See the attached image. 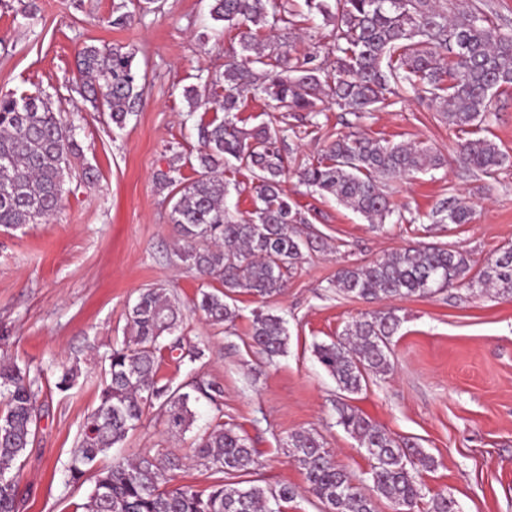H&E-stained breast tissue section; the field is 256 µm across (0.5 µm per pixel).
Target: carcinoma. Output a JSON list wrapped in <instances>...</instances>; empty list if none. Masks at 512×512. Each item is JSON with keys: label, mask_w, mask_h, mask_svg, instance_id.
Returning a JSON list of instances; mask_svg holds the SVG:
<instances>
[{"label": "carcinoma", "mask_w": 512, "mask_h": 512, "mask_svg": "<svg viewBox=\"0 0 512 512\" xmlns=\"http://www.w3.org/2000/svg\"><path fill=\"white\" fill-rule=\"evenodd\" d=\"M307 17H322L333 26L329 54L334 68L312 65L309 53L293 46L265 51L260 31L297 26L295 13L278 0H213L211 18L235 31L240 50H232L224 71L205 80L206 96L195 86L184 89L190 111L210 105L224 113L198 127L200 149L194 158L177 154L159 184L174 200L169 213L182 241L178 259L204 280L219 286L200 291L193 307L214 325L236 318L226 298L245 290L262 299L279 295L288 273L304 259V251H319L318 237H301L297 225L309 220L294 209L283 189L288 161L281 134L290 112L320 115L317 102L332 100L338 109L360 120L368 112L393 107L412 94L437 103L448 124L466 131L489 125L497 114L493 101L512 85V34L502 32L475 9L448 14L440 0H304ZM135 12L120 2L110 24L124 28ZM83 93L91 105L109 113L122 127L142 105L147 73L135 63V51L121 45L86 44L76 54ZM261 90L274 101L269 122L251 130L238 126L236 112L243 97ZM80 146L72 126L63 122L48 98L40 94H0V227L49 221L61 208L65 178ZM457 160L469 170L490 174L509 157L490 139H467L458 145ZM188 164L195 177L182 175ZM444 158L432 148L391 144L357 132L336 133L315 162L299 167L300 182L312 192L336 198L361 214L375 228L387 222L414 224L391 201L389 182L417 172L439 169ZM248 169L255 180L254 209L243 216L226 205L230 180L225 173ZM473 210L449 196L428 214L434 224H467ZM468 252L445 243L402 248L361 266L342 267L331 287L367 302L396 297H430L466 282L480 293L512 297V246L498 251L475 275ZM130 336L105 356L107 368L99 405L88 416L71 453L69 472L78 481L90 474L94 488L81 512H281L296 496L288 484L276 488L236 487L219 479L203 490L186 485L168 490L171 474L182 457L146 449L133 460L115 459L100 466L101 456L122 443L155 409L168 430L189 431L194 423L190 404L202 399L219 405L216 382L187 388L160 383L162 352H179L178 359L197 360L203 349L186 345L178 334L183 313L162 287L142 292L130 315ZM400 317L394 310L367 313L347 324L336 341L314 346V356L348 395L362 391L367 372L390 369L392 337ZM253 344L267 357L287 352L283 317L270 311L253 318ZM40 375L29 366L0 361V512H18L17 475L36 442ZM336 424L358 438L372 460L370 479L376 491L396 506L414 512L423 498L419 468L429 469L432 457L410 442L398 441L363 417L341 397ZM292 457L306 471L308 490L327 512H376L361 483L338 468L323 440L308 431L292 434ZM193 457L205 470L225 475L247 473L258 464L257 449L238 427L222 416L193 442Z\"/></svg>", "instance_id": "carcinoma-1"}]
</instances>
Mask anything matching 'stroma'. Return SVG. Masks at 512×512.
Here are the masks:
<instances>
[{"instance_id":"1","label":"stroma","mask_w":512,"mask_h":512,"mask_svg":"<svg viewBox=\"0 0 512 512\" xmlns=\"http://www.w3.org/2000/svg\"><path fill=\"white\" fill-rule=\"evenodd\" d=\"M116 2L0 0V92L50 95L75 129L80 167L94 172L90 180L71 178L49 222L0 227V357L42 372L38 440L21 471L20 512H75L91 493L92 478H69L71 450L99 403L103 354L122 343L140 293L155 286L179 298L186 308L182 334L204 350L194 361L162 360L159 378L174 386L215 381L223 396L216 406L195 404L194 425L179 439L157 412H148L109 458L167 449L184 459L172 487L205 488L211 479L196 465L191 444L219 415L245 430L260 453V466L244 481L295 487L296 497L282 512H325L307 491L304 469L289 458L288 439L298 431L318 433L338 467L368 479V455L337 426L339 390L313 346L334 341L348 322L375 308L337 293L330 281L343 266L364 265L409 244L447 243L479 264L512 245V166L492 177L460 166L454 149L464 132L448 125L436 106L413 97L357 121L328 104L319 127L307 129L292 118L293 130L284 137L290 168L284 189L309 219L303 232L319 236L327 248L307 255L271 299L234 293L233 325H211L189 310L205 282L175 255L168 192L158 175L173 152L196 153L198 126L215 119L208 107L189 111L184 89L198 76L223 71L233 35L211 20V0H162L161 10L137 12L120 29L105 23ZM87 43L134 47L147 72L145 104L124 127L77 92L75 55ZM349 128L392 143L421 142L446 158L444 167L389 188L416 223L373 229L360 214L299 183L300 164L316 160L330 134ZM451 195L473 206L472 222L432 225L430 211ZM391 306L401 319L391 367L369 377L351 405L434 459V468L419 473L425 498L446 495L456 512H512V297L474 294L458 283ZM260 309L287 322V352L272 360L251 340L253 313ZM75 363L80 378L59 390L63 369Z\"/></svg>"}]
</instances>
